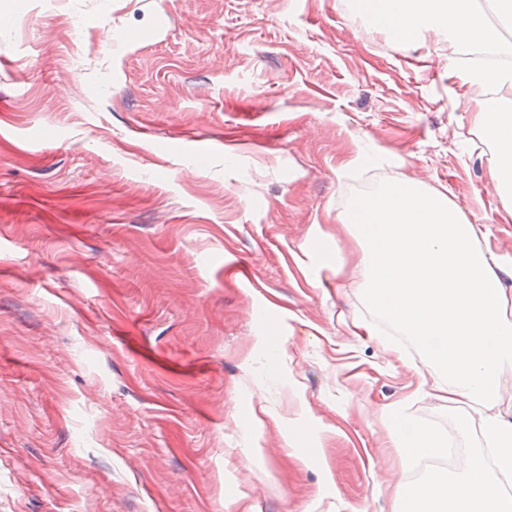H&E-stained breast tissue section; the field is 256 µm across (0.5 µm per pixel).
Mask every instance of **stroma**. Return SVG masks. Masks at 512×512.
Segmentation results:
<instances>
[{"label":"stroma","instance_id":"35a3bbf8","mask_svg":"<svg viewBox=\"0 0 512 512\" xmlns=\"http://www.w3.org/2000/svg\"><path fill=\"white\" fill-rule=\"evenodd\" d=\"M446 46L354 0H0V512H391L401 421L479 451L424 350L351 332L368 168L512 287Z\"/></svg>","mask_w":512,"mask_h":512}]
</instances>
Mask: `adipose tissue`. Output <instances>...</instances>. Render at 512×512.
Here are the masks:
<instances>
[{
    "label": "adipose tissue",
    "instance_id": "adipose-tissue-1",
    "mask_svg": "<svg viewBox=\"0 0 512 512\" xmlns=\"http://www.w3.org/2000/svg\"><path fill=\"white\" fill-rule=\"evenodd\" d=\"M383 24L409 38L433 27L444 33L449 59L480 47L503 59L500 67L471 65L465 86L479 108L476 127L492 138L490 172L504 208L512 209V40L504 38L477 0H382ZM367 230L358 234L359 265L370 301L418 343L438 341V356L419 375L449 409L465 402L485 409L482 454L466 473H436L395 494L393 512H512V494L499 475L512 474V418L494 406L505 374L512 373V307L498 256L484 231L467 223L444 195L390 185L365 198Z\"/></svg>",
    "mask_w": 512,
    "mask_h": 512
}]
</instances>
